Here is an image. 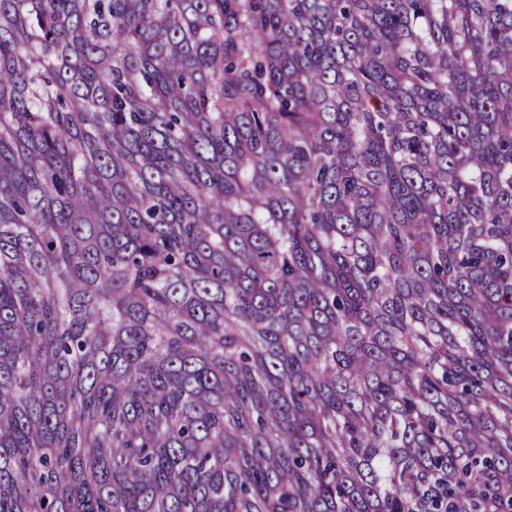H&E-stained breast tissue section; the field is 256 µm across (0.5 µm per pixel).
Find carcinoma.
I'll list each match as a JSON object with an SVG mask.
<instances>
[{"label":"carcinoma","instance_id":"cac0c4a2","mask_svg":"<svg viewBox=\"0 0 512 512\" xmlns=\"http://www.w3.org/2000/svg\"><path fill=\"white\" fill-rule=\"evenodd\" d=\"M0 512H512V0H0Z\"/></svg>","mask_w":512,"mask_h":512}]
</instances>
